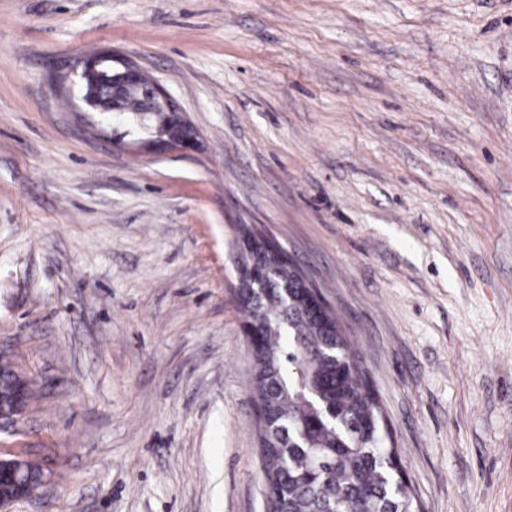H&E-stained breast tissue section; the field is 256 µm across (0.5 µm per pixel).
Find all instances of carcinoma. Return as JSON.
Returning a JSON list of instances; mask_svg holds the SVG:
<instances>
[{"mask_svg": "<svg viewBox=\"0 0 512 512\" xmlns=\"http://www.w3.org/2000/svg\"><path fill=\"white\" fill-rule=\"evenodd\" d=\"M142 90L124 100L130 131L156 137L168 113L140 118ZM257 261L265 270L260 299L271 321L264 368L255 379L258 414L272 416L276 431L259 432L265 484L282 490L268 512H417L408 484L394 489L401 463L386 445L384 418L351 343L331 309L311 316L298 285L299 272L278 247L254 250L247 241L238 262ZM293 287L286 299L283 282ZM17 374L0 365V401L10 404Z\"/></svg>", "mask_w": 512, "mask_h": 512, "instance_id": "obj_1", "label": "carcinoma"}]
</instances>
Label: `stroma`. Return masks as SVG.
Masks as SVG:
<instances>
[{
	"label": "stroma",
	"mask_w": 512,
	"mask_h": 512,
	"mask_svg": "<svg viewBox=\"0 0 512 512\" xmlns=\"http://www.w3.org/2000/svg\"><path fill=\"white\" fill-rule=\"evenodd\" d=\"M143 66L198 133L83 112ZM323 291L422 512H512V0H0V512H266L234 225ZM31 461L36 460L20 455L10 458L0 457V483L2 472L4 477H8L10 482L17 488L16 494L12 498L0 499L1 506L31 497L35 493V489L43 483L45 472L42 463L36 461L39 463L40 469L32 470L33 464ZM42 473L44 477L41 480Z\"/></svg>",
	"instance_id": "obj_1"
}]
</instances>
